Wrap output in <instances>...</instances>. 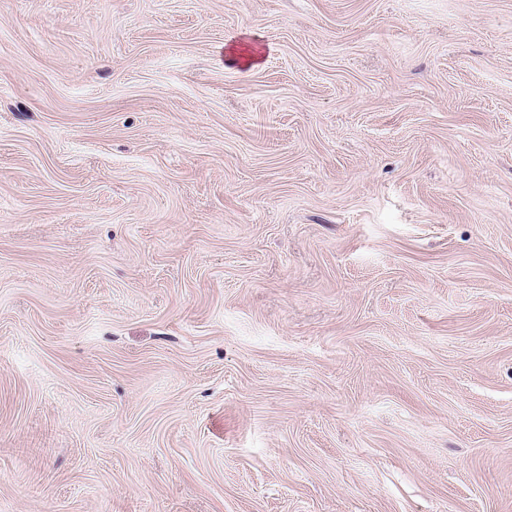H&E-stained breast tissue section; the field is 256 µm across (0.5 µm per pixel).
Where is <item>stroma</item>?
<instances>
[{"instance_id":"1","label":"stroma","mask_w":512,"mask_h":512,"mask_svg":"<svg viewBox=\"0 0 512 512\" xmlns=\"http://www.w3.org/2000/svg\"><path fill=\"white\" fill-rule=\"evenodd\" d=\"M0 512H512V0H0Z\"/></svg>"}]
</instances>
